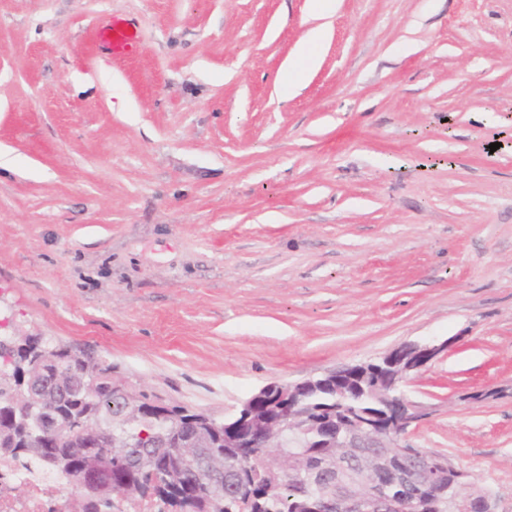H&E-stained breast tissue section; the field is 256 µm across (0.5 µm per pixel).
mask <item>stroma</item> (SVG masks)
<instances>
[{"label": "stroma", "instance_id": "stroma-1", "mask_svg": "<svg viewBox=\"0 0 512 512\" xmlns=\"http://www.w3.org/2000/svg\"><path fill=\"white\" fill-rule=\"evenodd\" d=\"M0 148L1 335L219 419L447 343L407 438L512 512V0H0Z\"/></svg>", "mask_w": 512, "mask_h": 512}]
</instances>
